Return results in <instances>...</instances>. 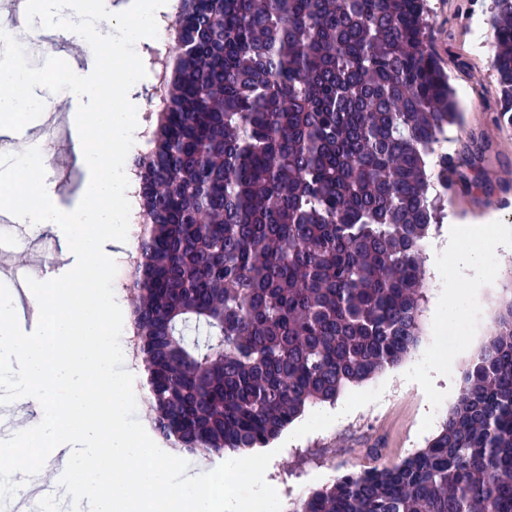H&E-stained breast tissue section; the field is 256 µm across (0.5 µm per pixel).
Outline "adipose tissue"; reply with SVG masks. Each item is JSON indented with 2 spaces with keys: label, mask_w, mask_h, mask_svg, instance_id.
<instances>
[{
  "label": "adipose tissue",
  "mask_w": 512,
  "mask_h": 512,
  "mask_svg": "<svg viewBox=\"0 0 512 512\" xmlns=\"http://www.w3.org/2000/svg\"><path fill=\"white\" fill-rule=\"evenodd\" d=\"M512 249V228L484 229L480 224H452L447 235L428 252L432 270L451 264L457 275L478 276L490 252Z\"/></svg>",
  "instance_id": "1"
}]
</instances>
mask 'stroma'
Masks as SVG:
<instances>
[{
    "mask_svg": "<svg viewBox=\"0 0 512 512\" xmlns=\"http://www.w3.org/2000/svg\"><path fill=\"white\" fill-rule=\"evenodd\" d=\"M490 0H428L430 41L463 112V123L448 129L449 149H461L479 136L487 150L467 170L466 179L448 194L439 239L451 224L512 225V126L500 111V92L488 53L472 46L470 19L488 13ZM512 251L490 253L479 285L457 279L470 295L467 309L450 320L444 335L430 325L434 301L447 283L425 275L421 334L417 347L397 366L346 388L336 404H319L279 436L282 450L265 478L287 489L289 503L332 484L348 471L389 465L426 447L441 429L461 386L460 371L493 331ZM350 413L333 420L335 405Z\"/></svg>",
    "mask_w": 512,
    "mask_h": 512,
    "instance_id": "35a3bbf8",
    "label": "stroma"
}]
</instances>
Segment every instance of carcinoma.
<instances>
[{"label":"carcinoma","mask_w":512,"mask_h":512,"mask_svg":"<svg viewBox=\"0 0 512 512\" xmlns=\"http://www.w3.org/2000/svg\"><path fill=\"white\" fill-rule=\"evenodd\" d=\"M490 11L512 112V0ZM426 0H181L183 46L148 152L130 320L154 433L264 448L419 343L423 248L481 146ZM438 167L436 180L429 165ZM427 447L347 472L292 512H512V278Z\"/></svg>","instance_id":"carcinoma-1"}]
</instances>
